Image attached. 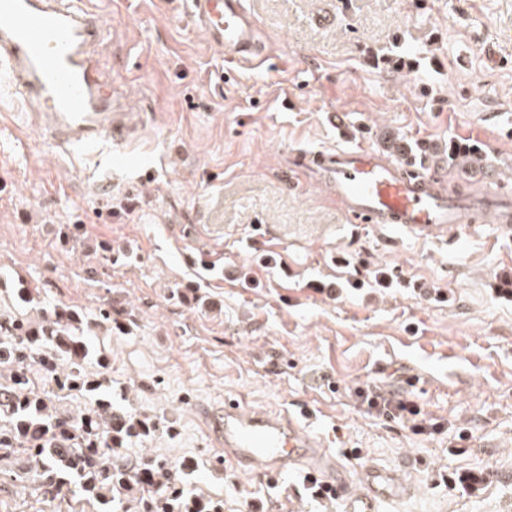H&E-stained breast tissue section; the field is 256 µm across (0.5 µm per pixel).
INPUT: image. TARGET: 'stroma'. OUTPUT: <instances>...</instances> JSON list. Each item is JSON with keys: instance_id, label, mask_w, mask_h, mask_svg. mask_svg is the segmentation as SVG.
<instances>
[{"instance_id": "1", "label": "stroma", "mask_w": 512, "mask_h": 512, "mask_svg": "<svg viewBox=\"0 0 512 512\" xmlns=\"http://www.w3.org/2000/svg\"><path fill=\"white\" fill-rule=\"evenodd\" d=\"M62 3L102 15L101 67L147 122L126 148L70 158L0 81V320L110 311L89 343L109 356L120 409L158 425L126 457L194 463L192 495L224 512H341L295 473L272 483L217 466L204 416L228 400L309 401L349 475L376 464L412 485L380 512H512V303L492 294L512 268V232L354 236L330 188L293 164L301 150L390 156L398 142L457 140L512 186V0H247L273 54L255 70L209 46L181 0ZM260 224L275 242L255 240ZM21 281L31 302L14 294ZM366 381L411 389L448 435L364 414L350 391ZM462 430L458 455L448 442ZM467 472L484 475L478 490L448 489ZM0 512L99 510L0 479Z\"/></svg>"}]
</instances>
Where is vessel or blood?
<instances>
[{"instance_id":"b4317fda","label":"vessel or blood","mask_w":512,"mask_h":512,"mask_svg":"<svg viewBox=\"0 0 512 512\" xmlns=\"http://www.w3.org/2000/svg\"><path fill=\"white\" fill-rule=\"evenodd\" d=\"M190 2L207 41L223 49L232 63L251 67L267 61L260 27L244 0ZM104 37L98 15L60 7L58 0H0V68L7 70L16 91L40 105L44 133L63 153L102 140L124 146L143 121L141 114L116 109L112 102V82L94 55ZM294 164L331 185L346 213L363 226L436 237L490 218L512 231L511 190L452 195L443 187L446 172L441 168L417 172L366 147L303 151ZM313 415L305 402L270 414L229 400L209 413L208 421L229 465L271 480L296 467L308 468L345 499L344 512H377L378 501L410 493L396 471L378 465L364 467L357 480H350L325 438L306 431Z\"/></svg>"}]
</instances>
